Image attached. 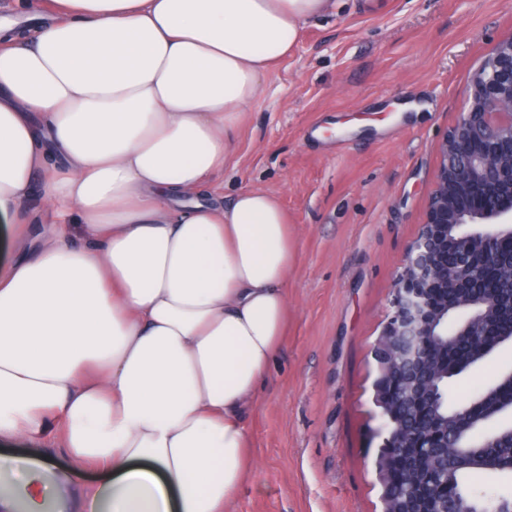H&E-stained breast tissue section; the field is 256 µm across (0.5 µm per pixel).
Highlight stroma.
Instances as JSON below:
<instances>
[{
	"label": "stroma",
	"instance_id": "1",
	"mask_svg": "<svg viewBox=\"0 0 512 512\" xmlns=\"http://www.w3.org/2000/svg\"><path fill=\"white\" fill-rule=\"evenodd\" d=\"M509 38L512 0H334L243 113L217 180L278 197L295 265L232 512H382L373 347L461 89Z\"/></svg>",
	"mask_w": 512,
	"mask_h": 512
}]
</instances>
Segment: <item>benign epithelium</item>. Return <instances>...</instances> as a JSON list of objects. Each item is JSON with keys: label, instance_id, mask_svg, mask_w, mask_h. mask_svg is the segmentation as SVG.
<instances>
[{"label": "benign epithelium", "instance_id": "benign-epithelium-1", "mask_svg": "<svg viewBox=\"0 0 512 512\" xmlns=\"http://www.w3.org/2000/svg\"><path fill=\"white\" fill-rule=\"evenodd\" d=\"M468 110L443 138L433 172V190L426 217L411 243L394 288L392 311L376 343L374 357L387 354L407 364L421 361L427 337L442 335L448 322L436 306L440 295L452 288H472L481 296L457 334L473 335L484 328L486 306L497 303L487 286L500 274L501 246L512 242V38L497 44L465 87ZM464 188L465 205L450 208L453 188ZM460 238L482 240L484 251L457 262L448 274V225ZM441 486L453 488L458 512H487L481 502L466 496L455 481L443 477L422 484L415 494L426 495Z\"/></svg>", "mask_w": 512, "mask_h": 512}]
</instances>
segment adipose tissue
I'll return each mask as SVG.
<instances>
[{
	"label": "adipose tissue",
	"mask_w": 512,
	"mask_h": 512,
	"mask_svg": "<svg viewBox=\"0 0 512 512\" xmlns=\"http://www.w3.org/2000/svg\"><path fill=\"white\" fill-rule=\"evenodd\" d=\"M0 21V464L30 512H228L253 464L243 421L288 330L293 236L259 188L214 177L273 63L331 0H41ZM42 178L47 231L30 242ZM101 473L79 484L81 470ZM52 447V445L45 442H43L41 446L20 444L13 446V448L5 449L0 447V454L4 453L37 460L51 469L55 474H59L61 471L70 469L73 466V463L64 449Z\"/></svg>",
	"instance_id": "1"
}]
</instances>
